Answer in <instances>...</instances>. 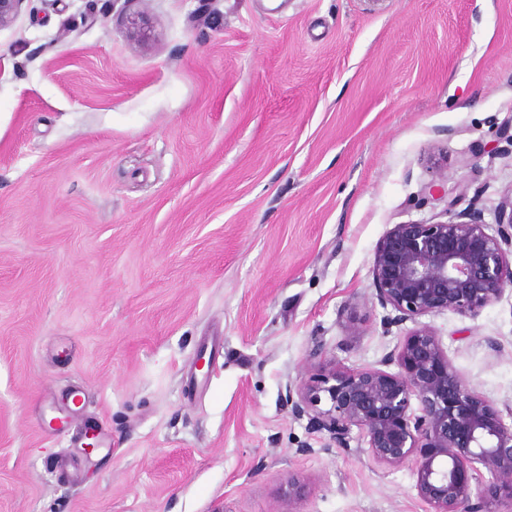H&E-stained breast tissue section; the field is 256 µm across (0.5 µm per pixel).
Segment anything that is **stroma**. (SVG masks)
<instances>
[{
  "label": "stroma",
  "mask_w": 512,
  "mask_h": 512,
  "mask_svg": "<svg viewBox=\"0 0 512 512\" xmlns=\"http://www.w3.org/2000/svg\"><path fill=\"white\" fill-rule=\"evenodd\" d=\"M511 128L512 0H26L0 29V512H274L292 477L298 512H431L288 393L314 350L402 343L378 241L444 220L417 203L439 176L493 222ZM422 321L512 408V291Z\"/></svg>",
  "instance_id": "35a3bbf8"
}]
</instances>
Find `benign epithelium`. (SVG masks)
<instances>
[{"mask_svg": "<svg viewBox=\"0 0 512 512\" xmlns=\"http://www.w3.org/2000/svg\"><path fill=\"white\" fill-rule=\"evenodd\" d=\"M27 0H0V29ZM446 203V221L396 224L374 251L379 304L391 307L384 326L415 323L380 368L318 364V376L298 387L293 409L308 414L336 445L359 430L379 465L414 466L416 490L431 512H493L512 502V410L502 413L453 367L440 336L418 319L450 311L475 318L512 288V196L487 224L473 200L456 211L444 178L429 182L422 202ZM394 365L397 371L387 367ZM305 483L291 479L275 512H297Z\"/></svg>", "mask_w": 512, "mask_h": 512, "instance_id": "7a95c632", "label": "benign epithelium"}]
</instances>
